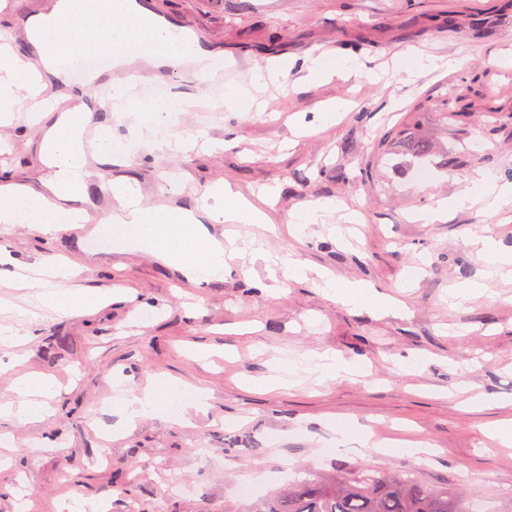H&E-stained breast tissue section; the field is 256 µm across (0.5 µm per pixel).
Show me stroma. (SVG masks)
<instances>
[{
  "label": "stroma",
  "mask_w": 512,
  "mask_h": 512,
  "mask_svg": "<svg viewBox=\"0 0 512 512\" xmlns=\"http://www.w3.org/2000/svg\"><path fill=\"white\" fill-rule=\"evenodd\" d=\"M155 17L198 41L213 59L226 61V78L241 84L272 58L303 59L324 51L357 53L367 67L414 46L446 57V70L415 84L333 78L310 86L269 87L267 113L243 118L231 110L201 112L200 77L180 64L160 78L193 110L176 114L171 131L196 130L226 142V149L183 153L153 149L138 119L151 97L135 95L134 111L94 112L112 119V140L140 148L109 164L93 163L90 215L109 209L105 176L136 181L147 205L192 207L207 186L225 181L257 198L279 189L267 212L287 223L304 204L338 198L356 214L334 213L305 225L300 237H257L270 253L295 252L340 281H364L400 298L403 314L378 315L328 299L319 285L282 280L265 295L257 284L263 260H225L224 278L194 284L139 251L115 256L89 250L88 228L61 226L45 236L26 225L0 223V250L38 269L66 257L82 269L71 285L88 291L128 289L127 298L91 314L60 315L42 309L27 323L20 349L0 346V403L13 400L15 377L52 372L68 381L44 421L0 422L11 443V466L0 471V512H13L27 479L33 500L111 499L112 512L137 500L154 512L167 482L188 483L189 495L164 499V512H254L267 490L288 476L330 472L337 463L418 470L431 484L457 482L475 512H505L512 505V447L484 435L490 424L512 423V276L495 277L491 296L452 307V286L483 278L486 265L471 245L490 236L512 253V204L496 216L450 212L432 224L414 213L452 198L480 169L512 167V0H138ZM456 28L442 26L448 11ZM349 98L358 111L338 123L297 135L296 122L313 121L325 102ZM491 129L490 148L472 142ZM426 140L417 159L389 130ZM457 160L445 169V156ZM49 172L35 126L26 114L0 126V186H38ZM193 343L211 353L194 359ZM333 350L369 362L367 375L318 381L301 373L290 387L260 392L243 377L266 376L277 358ZM410 359L401 368V359ZM165 375L206 392L208 405L183 407L176 417L147 415L125 426L108 403L115 379L138 392ZM484 398L472 407L469 397ZM350 422L333 456L336 424ZM111 426L109 463L97 460L100 429ZM383 442L394 435L430 443L425 459L382 451L362 455L361 438ZM267 474L263 489L241 497L237 485L253 470Z\"/></svg>",
  "instance_id": "1"
}]
</instances>
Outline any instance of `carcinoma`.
<instances>
[{
	"instance_id": "1",
	"label": "carcinoma",
	"mask_w": 512,
	"mask_h": 512,
	"mask_svg": "<svg viewBox=\"0 0 512 512\" xmlns=\"http://www.w3.org/2000/svg\"><path fill=\"white\" fill-rule=\"evenodd\" d=\"M257 512H473L454 487L429 485L417 475L339 463L324 476L296 478L273 491Z\"/></svg>"
}]
</instances>
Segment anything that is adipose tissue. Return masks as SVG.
Here are the masks:
<instances>
[{"label":"adipose tissue","instance_id":"1","mask_svg":"<svg viewBox=\"0 0 512 512\" xmlns=\"http://www.w3.org/2000/svg\"><path fill=\"white\" fill-rule=\"evenodd\" d=\"M29 45L26 56L13 52L0 54V118L14 112L29 113L42 133L41 154L53 173L44 179L39 189L23 185L0 188V223L25 224L43 234L56 231L59 216L68 206L82 202L87 189V161L80 148V133L91 114L79 104L71 111L56 113L40 101L36 93L19 95V87L27 85L32 74H50L63 78L65 68L83 53L131 42L142 47L141 53L119 55L117 68L127 70L138 62L160 67L177 60L186 52L202 55L195 43H185L183 34L168 23L157 20L140 7L136 0H56L50 12L24 28ZM301 68L307 83L314 84L333 75L364 71L358 55L350 54L339 60L320 53L308 56L303 63L279 61L273 74L285 77L294 68ZM139 191L128 178L112 181V198L117 207L107 221L129 239L131 246L150 254L165 264L174 266L189 280L203 275H219L224 270V248L212 236L208 223L264 224V211L236 193L229 184L208 188L207 205L201 211L150 207L137 200ZM512 202V182L502 181L497 171L485 169L479 178L462 193L449 200H439L436 207L417 213L425 224L443 220L448 211L480 206L482 212L494 214ZM77 273L66 263L58 267L55 283L44 292L45 304L60 314L88 313L115 302L114 294L80 291L68 288L67 282ZM324 292L346 307L357 308L373 303L376 311L402 314L395 298L379 293L368 283H343L327 277ZM362 361L346 359L325 351L304 355L301 365H274L271 375L258 380L267 391L287 387L298 369L318 373L326 379L361 371ZM13 391L15 402L0 404V417L14 416L25 421L40 420L57 393L55 379L37 373L17 380ZM180 393L178 384L166 377H157L143 395H133L116 389L111 404L123 415L127 424H134L145 414L157 412L161 400H174Z\"/></svg>","mask_w":512,"mask_h":512}]
</instances>
